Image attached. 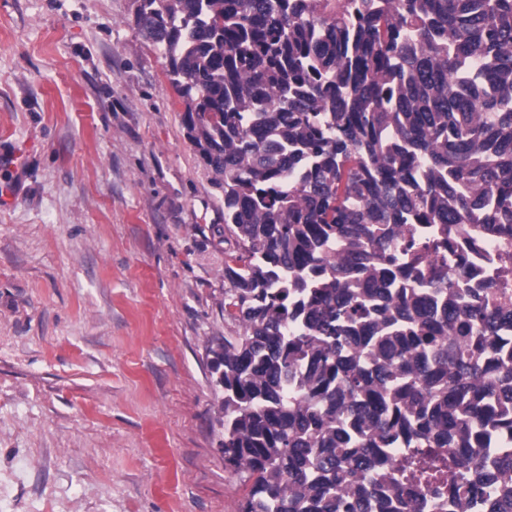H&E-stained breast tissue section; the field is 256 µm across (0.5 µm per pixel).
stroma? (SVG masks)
I'll return each mask as SVG.
<instances>
[{
	"instance_id": "stroma-1",
	"label": "stroma",
	"mask_w": 512,
	"mask_h": 512,
	"mask_svg": "<svg viewBox=\"0 0 512 512\" xmlns=\"http://www.w3.org/2000/svg\"><path fill=\"white\" fill-rule=\"evenodd\" d=\"M133 0H0V512H239L224 198ZM22 157L13 167V154Z\"/></svg>"
}]
</instances>
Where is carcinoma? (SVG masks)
<instances>
[{"mask_svg": "<svg viewBox=\"0 0 512 512\" xmlns=\"http://www.w3.org/2000/svg\"><path fill=\"white\" fill-rule=\"evenodd\" d=\"M224 195L239 512H512V0H134ZM456 263L448 269V253ZM484 257L477 262L476 270L468 280V288H483L489 281L497 280V262L502 253V245L495 240H488L483 245Z\"/></svg>", "mask_w": 512, "mask_h": 512, "instance_id": "cac0c4a2", "label": "carcinoma"}]
</instances>
